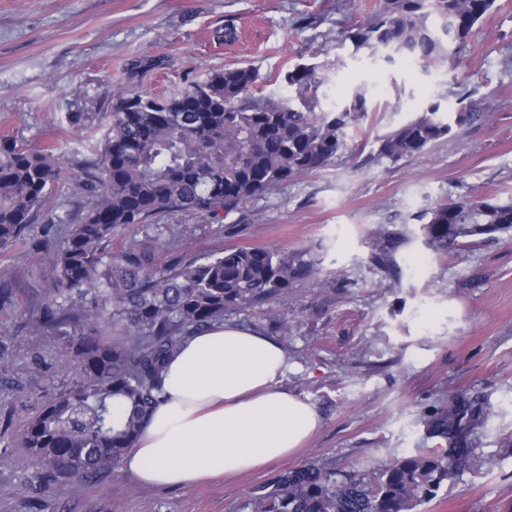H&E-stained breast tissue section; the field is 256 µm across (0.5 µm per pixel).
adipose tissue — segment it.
Masks as SVG:
<instances>
[{
  "mask_svg": "<svg viewBox=\"0 0 512 512\" xmlns=\"http://www.w3.org/2000/svg\"><path fill=\"white\" fill-rule=\"evenodd\" d=\"M281 345L236 324L188 336L164 372L165 398L122 459L149 488H183L287 458L320 426L284 390Z\"/></svg>",
  "mask_w": 512,
  "mask_h": 512,
  "instance_id": "adipose-tissue-1",
  "label": "adipose tissue"
}]
</instances>
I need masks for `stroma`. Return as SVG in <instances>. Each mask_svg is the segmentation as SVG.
Instances as JSON below:
<instances>
[{"instance_id": "1", "label": "stroma", "mask_w": 512, "mask_h": 512, "mask_svg": "<svg viewBox=\"0 0 512 512\" xmlns=\"http://www.w3.org/2000/svg\"><path fill=\"white\" fill-rule=\"evenodd\" d=\"M341 2L0 0V138L57 146L72 168L80 137L105 133L120 87L173 94L224 68L250 66L262 94L285 98L279 74L324 63L322 105H344L360 89L369 107L329 166L220 224L189 213L164 218L195 252L308 250L337 279L336 289L305 284L232 317L268 337V310L288 318L282 386L321 421L298 453L192 488L145 489L118 464L79 484L43 483L19 436L75 380L77 364L31 325L51 286L38 223L29 247L0 260V278L15 293L0 309V512H239L250 490L310 461L372 481L396 459L436 447L424 420L453 395L483 412L471 436L477 458L414 512H512V230L443 255L426 246L417 219L466 195L512 199V70L501 65L512 45V0H496L465 42L453 44L451 60L427 63L355 49ZM481 99L494 105L490 119L426 155L378 159L380 137L430 106L454 113Z\"/></svg>"}]
</instances>
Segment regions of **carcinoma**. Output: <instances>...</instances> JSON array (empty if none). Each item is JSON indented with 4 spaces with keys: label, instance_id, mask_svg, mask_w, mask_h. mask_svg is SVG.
I'll list each match as a JSON object with an SVG mask.
<instances>
[{
    "label": "carcinoma",
    "instance_id": "obj_1",
    "mask_svg": "<svg viewBox=\"0 0 512 512\" xmlns=\"http://www.w3.org/2000/svg\"><path fill=\"white\" fill-rule=\"evenodd\" d=\"M495 3L377 0L345 32L358 50L397 46L420 61L449 59L450 44L435 24L445 31L453 18L462 42ZM282 81L293 95L273 99L255 93L253 69L227 67L168 96L126 88L113 94L105 134L87 142L89 156L69 178L74 194L86 199L75 223L47 209L65 171L58 147L0 139V255L26 245L31 224L66 225L63 246L50 235L39 242L53 289L37 323L77 359L80 379L31 416L20 439L22 451L45 466L46 480L82 482L122 460L163 400L165 366L184 337L321 278L308 251L175 253L170 229L160 223L170 212L219 223L253 198L329 166L346 149L347 130L367 116L365 94L323 107L317 91L325 76L316 64H298ZM491 112V102L475 101L451 122L434 105L384 135L378 158L422 156L453 127ZM417 220L426 244L446 254L512 229V200L464 196ZM135 225L149 233L126 235ZM466 413L465 399L455 396L434 409L427 430L446 447L395 461L375 484L313 461L254 488L240 512H412L474 454L468 435L480 420L465 426Z\"/></svg>",
    "mask_w": 512,
    "mask_h": 512
}]
</instances>
